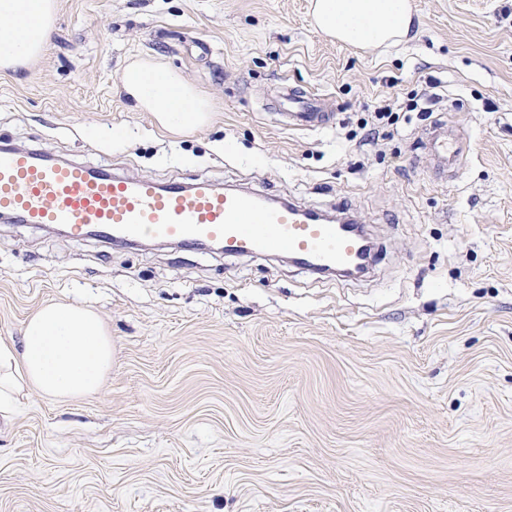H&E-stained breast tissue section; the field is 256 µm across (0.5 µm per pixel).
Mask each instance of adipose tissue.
Wrapping results in <instances>:
<instances>
[{
  "label": "adipose tissue",
  "mask_w": 512,
  "mask_h": 512,
  "mask_svg": "<svg viewBox=\"0 0 512 512\" xmlns=\"http://www.w3.org/2000/svg\"><path fill=\"white\" fill-rule=\"evenodd\" d=\"M54 0H0V69H13L45 49ZM315 26L352 46L391 45L412 22L408 0H312ZM122 89L167 130L207 122L208 100L176 73L149 62L127 66ZM112 366V338L92 309L44 303L26 321L19 340L0 339V413L24 390L61 402L97 392Z\"/></svg>",
  "instance_id": "obj_1"
}]
</instances>
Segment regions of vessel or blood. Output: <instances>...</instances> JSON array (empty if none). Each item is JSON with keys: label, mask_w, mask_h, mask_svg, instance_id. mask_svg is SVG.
<instances>
[{"label": "vessel or blood", "mask_w": 512, "mask_h": 512, "mask_svg": "<svg viewBox=\"0 0 512 512\" xmlns=\"http://www.w3.org/2000/svg\"><path fill=\"white\" fill-rule=\"evenodd\" d=\"M288 125L311 129L331 119L325 103L281 84ZM432 151L458 166L465 151L434 131ZM0 216L17 224L59 227L74 238L97 234L130 245L167 240L194 250L204 242L230 255L286 254L316 272H344L357 251L343 225L311 219L293 202L206 181L161 183L72 164L35 148L0 146Z\"/></svg>", "instance_id": "vessel-or-blood-1"}]
</instances>
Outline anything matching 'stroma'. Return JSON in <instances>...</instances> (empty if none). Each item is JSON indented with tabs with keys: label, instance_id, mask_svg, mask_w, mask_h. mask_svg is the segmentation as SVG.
<instances>
[{
	"label": "stroma",
	"instance_id": "1",
	"mask_svg": "<svg viewBox=\"0 0 512 512\" xmlns=\"http://www.w3.org/2000/svg\"><path fill=\"white\" fill-rule=\"evenodd\" d=\"M310 0H56L49 46L0 71V143L322 212L368 272L116 246L0 222V339L85 304L112 370L0 418V512H512V0H410L411 41L346 46ZM147 59L212 105L161 128L121 87ZM284 83L335 118L291 129ZM399 118L365 145L362 118ZM468 151L442 172L432 123Z\"/></svg>",
	"mask_w": 512,
	"mask_h": 512
}]
</instances>
